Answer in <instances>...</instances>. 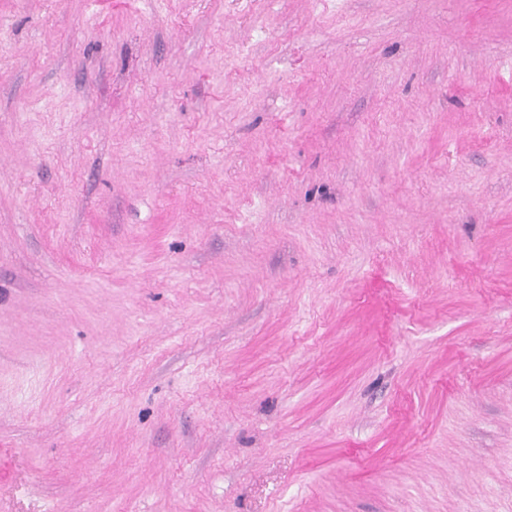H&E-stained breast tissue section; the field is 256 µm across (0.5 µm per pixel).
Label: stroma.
I'll return each instance as SVG.
<instances>
[{"instance_id": "obj_1", "label": "stroma", "mask_w": 512, "mask_h": 512, "mask_svg": "<svg viewBox=\"0 0 512 512\" xmlns=\"http://www.w3.org/2000/svg\"><path fill=\"white\" fill-rule=\"evenodd\" d=\"M0 512H512V0H0Z\"/></svg>"}]
</instances>
